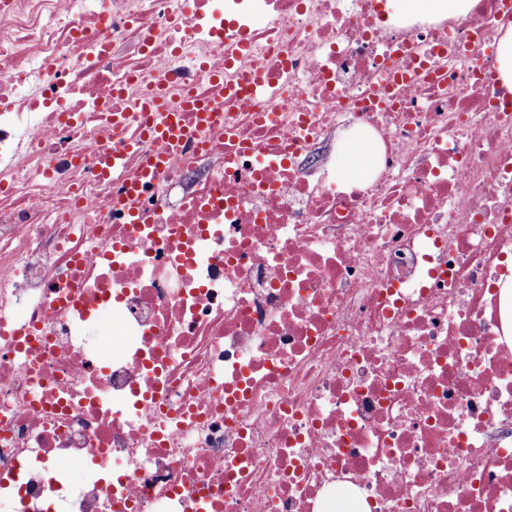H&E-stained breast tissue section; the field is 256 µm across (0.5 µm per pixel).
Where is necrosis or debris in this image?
I'll return each mask as SVG.
<instances>
[{
    "label": "necrosis or debris",
    "mask_w": 512,
    "mask_h": 512,
    "mask_svg": "<svg viewBox=\"0 0 512 512\" xmlns=\"http://www.w3.org/2000/svg\"><path fill=\"white\" fill-rule=\"evenodd\" d=\"M469 2L0 0V512H512V7ZM389 5L396 15L424 14L438 16L442 14L463 15L469 5H462L460 0H389ZM497 61L502 84L512 89V26L499 39ZM336 157V178L345 181L370 168L375 154L368 136L359 130H353L339 141Z\"/></svg>",
    "instance_id": "necrosis-or-debris-1"
}]
</instances>
